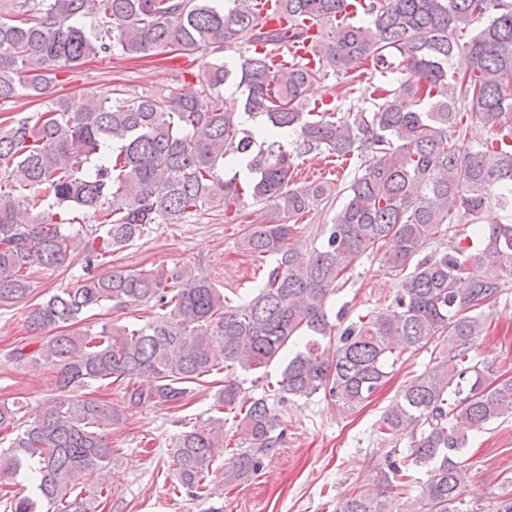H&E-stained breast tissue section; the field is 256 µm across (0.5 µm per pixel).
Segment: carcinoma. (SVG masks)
<instances>
[{
	"label": "carcinoma",
	"instance_id": "carcinoma-1",
	"mask_svg": "<svg viewBox=\"0 0 512 512\" xmlns=\"http://www.w3.org/2000/svg\"><path fill=\"white\" fill-rule=\"evenodd\" d=\"M0 16V103L38 97L52 72L119 51L134 58L200 51L249 55L231 69L206 64L196 96L114 88L82 111L60 98L0 131V305L30 293L28 271L82 258L85 276L28 314L29 328H66L94 307L151 303L143 325L106 323L96 332L46 337L13 351L23 365L53 368L59 392L24 419L0 405V428L17 426L0 448V472L34 475L32 495L0 496L5 512H86L76 487L94 481L112 493V440L120 414L75 389L120 380L132 406L178 404L213 373L224 374L213 407L235 413L248 448L230 457L224 484L262 469L280 442L278 405L322 394L341 412L367 402L405 355L441 344L434 365L413 376L384 411V439L409 436L377 471L379 488L336 512H464L460 453L467 430L512 416V376L471 363L487 312L512 284V224L482 222L512 209V0H274L283 24L269 26L238 0H14ZM91 19L90 25L82 19ZM312 43L316 64L289 56ZM337 78L345 93L370 84L369 106L341 109L332 94L313 104L310 85ZM237 82L242 106L224 100ZM259 119L255 130L245 119ZM295 137L287 139L284 134ZM368 165L353 177L328 224L302 238L294 220L324 203L322 183H292L304 154L342 158L360 147ZM247 160L252 178L226 173L227 157ZM271 210L238 248L266 265L261 288L236 305L207 278L164 267L112 266L106 255L214 207L235 214L246 200ZM80 213L95 222L73 229ZM453 224L466 238L426 252ZM400 277L384 309L344 323L328 303L363 256ZM484 268L473 278L470 267ZM288 354L281 378L258 397L238 382ZM148 376L151 386L136 385ZM179 487L215 494L211 474L224 457V419L185 427L171 448ZM425 469L427 479L416 477ZM418 495L411 496L412 491Z\"/></svg>",
	"mask_w": 512,
	"mask_h": 512
}]
</instances>
